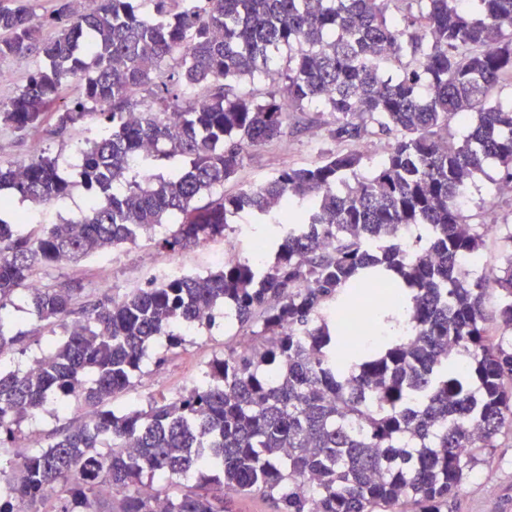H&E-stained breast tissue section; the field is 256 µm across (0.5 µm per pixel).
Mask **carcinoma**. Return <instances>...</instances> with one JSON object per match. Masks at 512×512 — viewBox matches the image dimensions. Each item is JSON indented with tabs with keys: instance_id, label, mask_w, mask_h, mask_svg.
<instances>
[{
	"instance_id": "1",
	"label": "carcinoma",
	"mask_w": 512,
	"mask_h": 512,
	"mask_svg": "<svg viewBox=\"0 0 512 512\" xmlns=\"http://www.w3.org/2000/svg\"><path fill=\"white\" fill-rule=\"evenodd\" d=\"M59 0L56 35L23 5L0 3V59L38 50L44 63L0 124L23 135L49 119L66 133L89 115L105 131L84 141L77 178L40 153L0 165V191L37 207L79 189L92 204L61 225L0 218V352L25 349L7 306L18 292L48 325L77 316L33 368L0 375V445L57 394L81 399L91 417L46 445L0 457V512H42L50 486L67 487L55 512H233L228 493H259L275 512H444L477 454L512 430V250L490 281L462 266L481 254L485 228L460 205L494 161L512 184V101L489 92L512 76V0ZM288 48L281 86L260 99L237 90L270 76ZM396 64L387 73L384 64ZM77 79L82 97L50 110ZM145 98H137V94ZM315 106L336 120V141L373 127L398 133L370 174L363 155L329 151L307 168L224 195L249 149L280 138L288 114ZM467 132L456 141L450 121ZM179 156L174 175L143 174L131 161ZM274 229L272 262L250 257L219 270L153 279L120 298L80 301V289L32 286L37 271L135 242L171 223L168 251L222 238L237 215ZM423 228L410 250L402 229ZM222 305L250 346L224 350L209 380L147 408L109 404L144 375L159 336ZM406 313L400 336L355 348L345 316L357 310L379 335L385 313ZM198 468L196 486L140 491L144 481Z\"/></svg>"
}]
</instances>
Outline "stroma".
Here are the masks:
<instances>
[{"mask_svg":"<svg viewBox=\"0 0 512 512\" xmlns=\"http://www.w3.org/2000/svg\"><path fill=\"white\" fill-rule=\"evenodd\" d=\"M333 121V116L327 112L295 113L287 136L250 150L241 170L225 182V194L260 187L283 169L319 163L325 149L335 145L329 137ZM97 123V117L87 118L78 130L62 137L53 135L48 125L27 137L0 126V165L27 160L37 148L59 156L61 162H68L77 142L94 135ZM503 174L500 165H491L474 179L467 192V213L471 223H482L490 209L498 216L499 230L496 235L486 237L483 247L486 259L483 272L491 279L501 273L505 235L512 228V195L496 189ZM175 260L181 261L187 272L194 274H204L218 266L217 261L198 249L174 254L160 249L155 238L145 235L135 243L94 255L77 264L43 268L36 279L45 286L70 283L80 288L85 298L94 300L102 295L101 283H111L115 295L120 296L132 289L146 287L155 270ZM11 315L16 327L27 331L30 338L25 352L15 351L0 359V371L4 373L25 367L30 360L41 356L49 342L64 338L67 327L63 321L51 327L45 325L24 301L12 309ZM251 338L249 327L227 325L220 315L211 327L186 333L180 347H170L166 338H158L149 351L150 362L145 376L118 395L114 403L142 408L159 395L177 397L202 378L209 364L223 356L225 347H240ZM89 413V408L75 399L53 398L36 418L23 423L22 432L36 434L45 441L65 424L87 420ZM474 470V476L466 480L446 512H512V431H503L498 436L495 447L481 455ZM484 471L492 473L493 486H486L479 480V473Z\"/></svg>","mask_w":512,"mask_h":512,"instance_id":"obj_1","label":"stroma"}]
</instances>
